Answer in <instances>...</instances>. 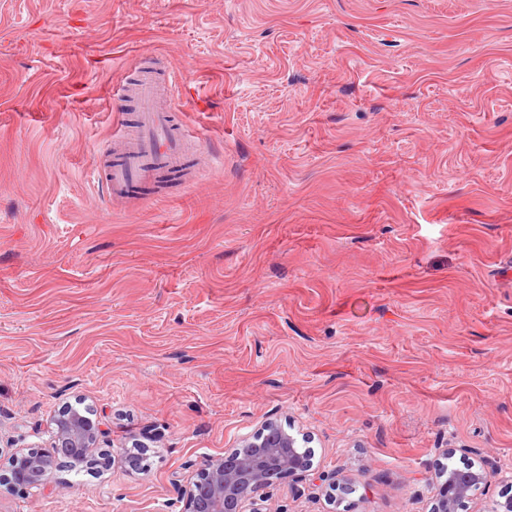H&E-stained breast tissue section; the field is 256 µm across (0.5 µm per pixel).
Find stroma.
Returning a JSON list of instances; mask_svg holds the SVG:
<instances>
[{"instance_id": "35a3bbf8", "label": "stroma", "mask_w": 512, "mask_h": 512, "mask_svg": "<svg viewBox=\"0 0 512 512\" xmlns=\"http://www.w3.org/2000/svg\"><path fill=\"white\" fill-rule=\"evenodd\" d=\"M147 55L219 169L130 210L93 172ZM69 406L98 467L14 487ZM268 421L351 512L512 480V0H0V512H178ZM49 456L36 449H30L27 452H20L15 457L14 466L11 472L10 480L13 484L22 487L25 490L41 493L51 482L52 471L47 478L42 477L44 461ZM438 471L435 482L428 487L433 493L434 505L430 512H457L466 500H472L486 490L492 479V472L484 467L467 465L463 469Z\"/></svg>"}]
</instances>
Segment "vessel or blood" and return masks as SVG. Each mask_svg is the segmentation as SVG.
Returning <instances> with one entry per match:
<instances>
[{
  "label": "vessel or blood",
  "instance_id": "1",
  "mask_svg": "<svg viewBox=\"0 0 512 512\" xmlns=\"http://www.w3.org/2000/svg\"><path fill=\"white\" fill-rule=\"evenodd\" d=\"M139 103L137 129L125 122L112 128V156L101 166L99 175L109 201L140 199L142 189L157 186L171 173L184 183H192L198 173L191 166V155L203 156L208 144L189 128H175L170 112L160 101L158 83L145 75L133 91Z\"/></svg>",
  "mask_w": 512,
  "mask_h": 512
}]
</instances>
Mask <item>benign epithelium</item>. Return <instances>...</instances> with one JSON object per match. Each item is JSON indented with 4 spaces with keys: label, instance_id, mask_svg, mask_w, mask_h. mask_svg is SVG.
I'll return each instance as SVG.
<instances>
[{
    "label": "benign epithelium",
    "instance_id": "7a95c632",
    "mask_svg": "<svg viewBox=\"0 0 512 512\" xmlns=\"http://www.w3.org/2000/svg\"><path fill=\"white\" fill-rule=\"evenodd\" d=\"M50 433L53 448L67 450L71 461L102 464L88 459L87 452L95 447L103 430L78 410L72 408L52 419ZM306 443L308 436L293 432L289 425L276 421L263 424L223 454L203 457L196 478L188 485L177 478L172 480L176 503L181 505L179 512H266L264 504L288 478L317 489H345L351 485V479L337 471L315 470L301 452ZM46 459L48 455L36 449L19 453L11 472L13 484L35 493L44 491L51 482V478L42 477ZM491 479L490 470L472 465L437 473L436 479L428 483L434 500L431 512H457L462 503L481 495Z\"/></svg>",
    "mask_w": 512,
    "mask_h": 512
}]
</instances>
